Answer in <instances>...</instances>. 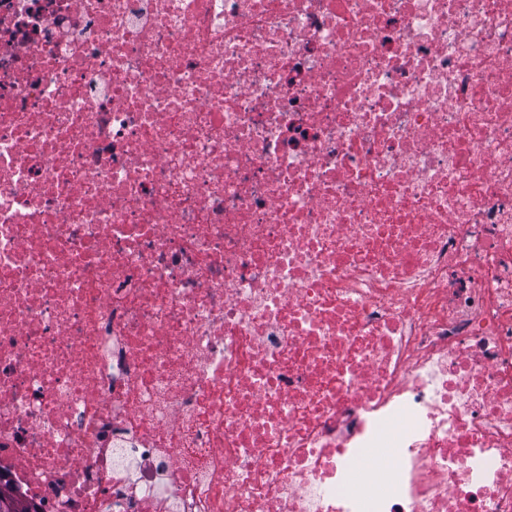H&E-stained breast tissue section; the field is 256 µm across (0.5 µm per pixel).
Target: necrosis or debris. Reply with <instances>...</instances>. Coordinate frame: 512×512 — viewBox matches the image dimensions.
Instances as JSON below:
<instances>
[{"mask_svg": "<svg viewBox=\"0 0 512 512\" xmlns=\"http://www.w3.org/2000/svg\"><path fill=\"white\" fill-rule=\"evenodd\" d=\"M0 483L512 512V0H0Z\"/></svg>", "mask_w": 512, "mask_h": 512, "instance_id": "necrosis-or-debris-1", "label": "necrosis or debris"}]
</instances>
